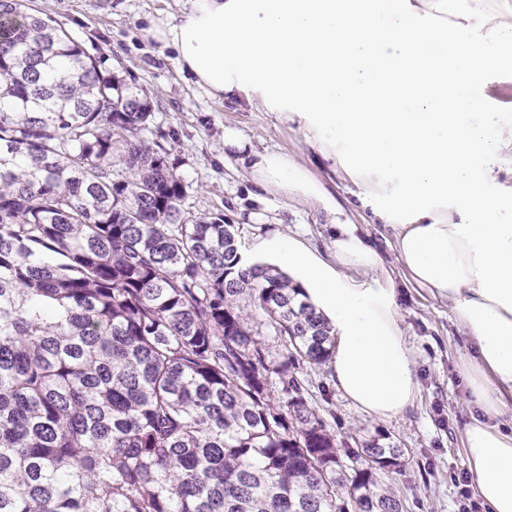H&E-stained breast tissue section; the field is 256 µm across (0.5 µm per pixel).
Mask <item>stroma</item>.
Wrapping results in <instances>:
<instances>
[{"instance_id": "35a3bbf8", "label": "stroma", "mask_w": 512, "mask_h": 512, "mask_svg": "<svg viewBox=\"0 0 512 512\" xmlns=\"http://www.w3.org/2000/svg\"><path fill=\"white\" fill-rule=\"evenodd\" d=\"M83 40L105 69L136 78L153 100L143 136L162 143L186 186L183 209L222 216L234 225L243 251L278 232L329 258L331 227L318 206L265 193L249 182L235 158L224 155V128L236 126L253 147L280 148L319 172L303 133L272 112L211 99L182 75L171 50L145 40L148 20L177 14L181 0H27ZM358 235L381 255L394 280L407 346L416 357L418 395L403 416L381 421L357 412L332 381L330 365L310 369V401L337 434H377L404 448L406 464L383 472L382 482L404 496L408 512H460L458 480L468 474L464 427L469 419L465 372L473 347L446 300L408 282L391 247L390 233L367 212L348 209Z\"/></svg>"}]
</instances>
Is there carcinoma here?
<instances>
[{"instance_id":"obj_1","label":"carcinoma","mask_w":512,"mask_h":512,"mask_svg":"<svg viewBox=\"0 0 512 512\" xmlns=\"http://www.w3.org/2000/svg\"><path fill=\"white\" fill-rule=\"evenodd\" d=\"M23 7L0 0V512H406L379 479L405 450L309 399L328 320L185 215L146 91Z\"/></svg>"}]
</instances>
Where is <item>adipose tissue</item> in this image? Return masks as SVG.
<instances>
[{"label": "adipose tissue", "mask_w": 512, "mask_h": 512, "mask_svg": "<svg viewBox=\"0 0 512 512\" xmlns=\"http://www.w3.org/2000/svg\"><path fill=\"white\" fill-rule=\"evenodd\" d=\"M143 34L173 49L208 96L301 130L328 178L353 184L390 229L407 277L448 300L473 343V488L489 512H512V431L494 422L512 402V186L499 181L512 123L482 94L512 70V0H185ZM224 151L263 191L322 209L331 260L277 234L253 249L291 272L333 326L332 378L349 403L381 420L404 414L416 361L378 252L288 152L255 149L231 126ZM351 269L379 277L367 287Z\"/></svg>", "instance_id": "obj_1"}]
</instances>
